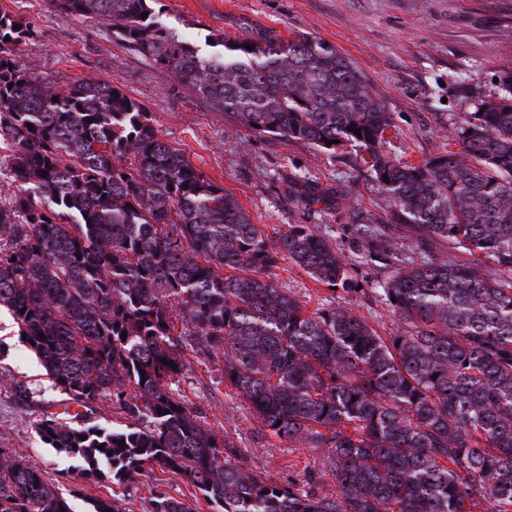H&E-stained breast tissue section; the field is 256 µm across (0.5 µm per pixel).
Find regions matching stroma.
I'll use <instances>...</instances> for the list:
<instances>
[{"label": "stroma", "instance_id": "stroma-1", "mask_svg": "<svg viewBox=\"0 0 512 512\" xmlns=\"http://www.w3.org/2000/svg\"><path fill=\"white\" fill-rule=\"evenodd\" d=\"M163 16L195 41L221 32L288 39L309 34L350 58L394 115L383 150L390 158L419 162L460 127L476 100L495 93L493 75L512 68V0H161ZM30 23L36 35L21 44V61L49 77L56 90L78 79L118 86L149 112L161 137L182 150L206 177L236 195L253 223L275 232L310 224L353 261L358 294L332 290L299 267L281 263L275 279L310 305H352L380 332L393 317L374 288L393 269L363 258L362 228L397 225L383 194L356 154L319 153L309 144L284 142L246 130L230 133L223 110L194 94L166 70L116 40L111 28L56 8L52 0H0V12ZM318 187L321 201L309 189ZM222 360L189 356L178 392L204 426L226 432L248 464L271 478L302 481L320 453L266 435L250 405L224 383ZM66 403L0 310V448H12L54 480L60 490L79 489L77 512L91 498L117 499L124 512H151L157 493L214 504L181 477L142 472L132 482L84 480L75 462L46 447L36 427Z\"/></svg>", "mask_w": 512, "mask_h": 512}]
</instances>
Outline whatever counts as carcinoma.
<instances>
[{
  "instance_id": "cac0c4a2",
  "label": "carcinoma",
  "mask_w": 512,
  "mask_h": 512,
  "mask_svg": "<svg viewBox=\"0 0 512 512\" xmlns=\"http://www.w3.org/2000/svg\"><path fill=\"white\" fill-rule=\"evenodd\" d=\"M53 2L107 23L235 131L369 155L373 182L418 240L390 227L364 238L365 256L397 268L376 289L388 334L353 306L309 309L272 271L287 259L353 295L349 257L309 224L271 235L253 223L119 87L78 79L56 91L19 59L31 26L1 12L0 168L15 190L0 196V306L82 408L71 421L43 417L41 442L92 481L121 485L156 466L217 512H512V68L415 164L384 154L393 113L323 39L217 32L207 52L158 0ZM435 239L476 261L407 256ZM190 351L224 361V384L264 430L324 449L319 467L281 484L247 465L177 397ZM105 397L126 425L93 422ZM75 498L0 448V512H76ZM152 508L194 512L166 494Z\"/></svg>"
}]
</instances>
